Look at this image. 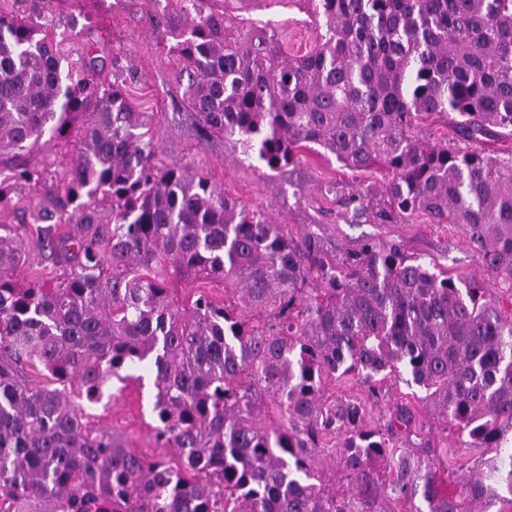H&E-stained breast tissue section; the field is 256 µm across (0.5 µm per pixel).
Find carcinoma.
Instances as JSON below:
<instances>
[{"label": "carcinoma", "mask_w": 512, "mask_h": 512, "mask_svg": "<svg viewBox=\"0 0 512 512\" xmlns=\"http://www.w3.org/2000/svg\"><path fill=\"white\" fill-rule=\"evenodd\" d=\"M60 0L0 10V210L11 183L58 179L0 224V512H491L512 505V309L471 278L364 245L338 259L321 236L249 211L188 165L159 161L153 114L124 94L129 65L99 54L92 24ZM176 89L201 131L269 171L324 152L387 171L381 216L456 224L512 287V152L458 147L512 137V0H146ZM306 5L312 49L256 11ZM182 16L172 23L167 5ZM86 40L73 62L63 47ZM75 162L21 158L44 136ZM451 119L455 143L414 135ZM53 266L24 280L27 244ZM224 289L217 302L205 290ZM40 366L54 387L22 380ZM154 373L149 461L72 396ZM354 374L371 394L416 387L481 455L459 489L437 448L410 443L409 402L372 427L366 405L327 392ZM277 422H271V416ZM333 456L346 484H326ZM84 117H79L73 124L72 136L70 142H58L55 140L46 141L48 136L44 137L40 144L26 155V161L32 165H42L46 159H56L57 170L60 172L63 168H68L76 152V141L79 138V132L83 126ZM60 163V165H58Z\"/></svg>", "instance_id": "obj_1"}]
</instances>
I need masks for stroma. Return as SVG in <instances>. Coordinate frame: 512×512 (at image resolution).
Returning <instances> with one entry per match:
<instances>
[{"mask_svg":"<svg viewBox=\"0 0 512 512\" xmlns=\"http://www.w3.org/2000/svg\"><path fill=\"white\" fill-rule=\"evenodd\" d=\"M147 10L140 0H60L58 5L65 17L88 14L94 38L105 54L120 53L131 60L136 75L127 82V93L138 111L152 113L151 133L166 159L208 172L226 194L261 210L274 223L316 231L336 257H345L366 243L384 249L396 246L406 256L474 277L487 297L503 301L512 297L511 288L486 273L458 225L434 224L423 214L381 219L378 210L385 182L381 170L355 172L313 153L276 172L256 169L241 162L230 141L200 133L172 83L171 66L152 33ZM355 194L363 196V207L351 203ZM332 390L339 396L364 399L374 420L392 402L412 397L405 384L390 380L377 399L354 382L336 383ZM153 393L149 374L140 385L114 382L100 403L85 405L86 419L93 427L125 434L146 459L173 460L172 451L157 447L153 437ZM420 425L423 439L432 440L440 452L441 469L447 470L451 483H458L459 465L474 464L478 450L461 447L456 432L443 430L432 414L422 413Z\"/></svg>","mask_w":512,"mask_h":512,"instance_id":"35a3bbf8","label":"stroma"}]
</instances>
